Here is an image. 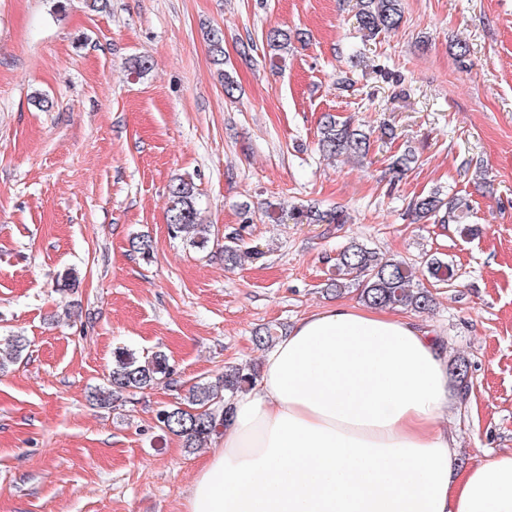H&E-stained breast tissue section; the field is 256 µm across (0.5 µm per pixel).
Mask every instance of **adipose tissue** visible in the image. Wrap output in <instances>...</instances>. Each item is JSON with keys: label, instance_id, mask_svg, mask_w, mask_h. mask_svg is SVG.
<instances>
[{"label": "adipose tissue", "instance_id": "1", "mask_svg": "<svg viewBox=\"0 0 512 512\" xmlns=\"http://www.w3.org/2000/svg\"><path fill=\"white\" fill-rule=\"evenodd\" d=\"M438 341L373 307L302 318L233 400L184 512H512V451L466 472Z\"/></svg>", "mask_w": 512, "mask_h": 512}]
</instances>
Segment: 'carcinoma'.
<instances>
[{"label":"carcinoma","instance_id":"carcinoma-1","mask_svg":"<svg viewBox=\"0 0 512 512\" xmlns=\"http://www.w3.org/2000/svg\"><path fill=\"white\" fill-rule=\"evenodd\" d=\"M359 27L368 37L397 29L403 20L401 0H356ZM272 47L287 51L291 34L283 29H272L267 34ZM209 49L216 65L224 64L223 36L217 31L208 35ZM370 138L353 126L348 119L340 120L331 114L324 116L319 127L317 149L328 159L353 157L360 162L370 152ZM470 211L466 200L448 196L439 190L422 194L413 200L409 213L415 221L431 220L435 224H459L464 212ZM308 219L316 224H344L341 211H309ZM170 235L181 238L196 248H206L209 243L208 225L201 222L197 207L196 190L185 179L172 181L168 186L166 210ZM240 238L229 237L224 244V261L230 266L241 258ZM336 278L329 284L338 294L356 287L360 299L368 306L401 308L425 313L432 310L433 294L420 283L427 277L437 282L455 279V270L447 261L429 255L423 257L420 268L415 269L396 258H381L366 246L352 242L339 251L336 257ZM9 356L0 355V372L16 363L26 350L24 337L8 338ZM470 365L467 359L456 357L450 365L449 375L463 395L470 390ZM171 373L169 359L161 351L142 356L124 347L117 348L112 357V367L107 383L89 395L90 401L106 408L124 394L134 393L153 385L159 377ZM256 370L247 371L237 365L225 367L224 374L213 384L198 383L188 390L185 402L168 405L156 412L158 427L180 437L185 447L198 448L224 424L231 421L230 402L246 387L252 385Z\"/></svg>","mask_w":512,"mask_h":512}]
</instances>
